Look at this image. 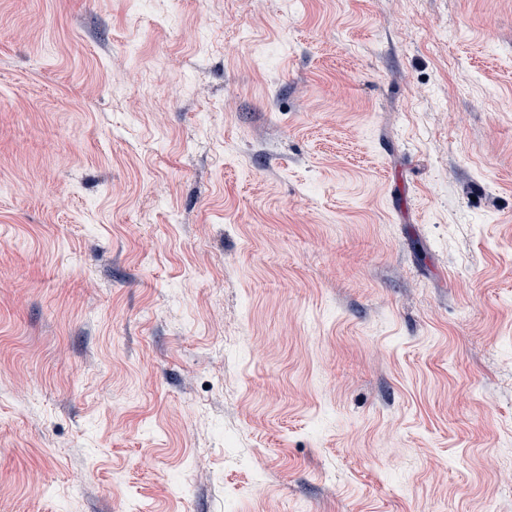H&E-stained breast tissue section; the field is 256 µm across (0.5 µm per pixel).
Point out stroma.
<instances>
[{"instance_id":"1","label":"stroma","mask_w":512,"mask_h":512,"mask_svg":"<svg viewBox=\"0 0 512 512\" xmlns=\"http://www.w3.org/2000/svg\"><path fill=\"white\" fill-rule=\"evenodd\" d=\"M0 512H512V0H0Z\"/></svg>"}]
</instances>
